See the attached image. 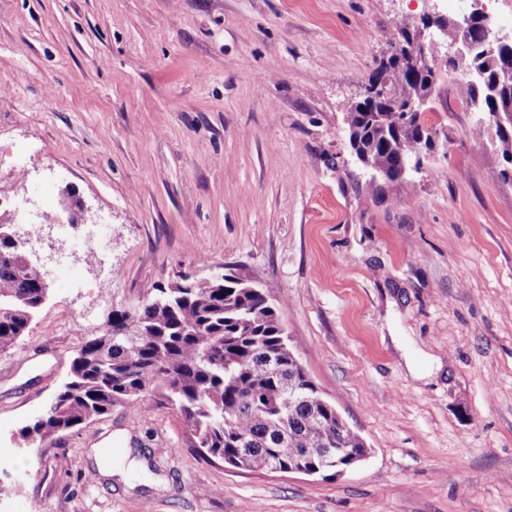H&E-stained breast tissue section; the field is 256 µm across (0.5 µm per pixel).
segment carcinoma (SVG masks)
<instances>
[{
    "label": "carcinoma",
    "mask_w": 512,
    "mask_h": 512,
    "mask_svg": "<svg viewBox=\"0 0 512 512\" xmlns=\"http://www.w3.org/2000/svg\"><path fill=\"white\" fill-rule=\"evenodd\" d=\"M477 70L458 86L461 102L481 112L512 103V49L465 61L380 62L369 79L387 75L400 106L429 95L461 64ZM426 106L403 121L393 105L348 106L345 122L373 176L395 181L436 133ZM498 153L512 155V122L495 129ZM0 212V351L16 347L46 299L25 272L23 248ZM156 394L176 410L206 456L239 470L287 473L305 468L336 473L368 454L365 440L336 421V408L307 379L288 344L278 307L236 272L182 275L156 283L141 304L115 310L97 336L82 345L63 386L25 436L40 440L73 431ZM335 448L349 449L338 457Z\"/></svg>",
    "instance_id": "obj_1"
}]
</instances>
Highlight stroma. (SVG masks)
<instances>
[{
    "label": "stroma",
    "mask_w": 512,
    "mask_h": 512,
    "mask_svg": "<svg viewBox=\"0 0 512 512\" xmlns=\"http://www.w3.org/2000/svg\"><path fill=\"white\" fill-rule=\"evenodd\" d=\"M476 0H0V199L70 188L115 275L41 225L50 295L0 352V512H512V181L455 78L420 171L372 181L343 113L395 22ZM233 268L279 304L369 454L340 476L204 455L159 397L25 438L87 338Z\"/></svg>",
    "instance_id": "obj_1"
}]
</instances>
